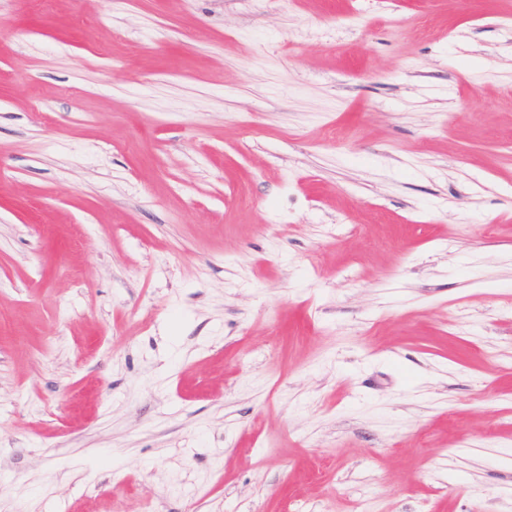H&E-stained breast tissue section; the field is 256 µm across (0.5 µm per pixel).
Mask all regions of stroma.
Returning a JSON list of instances; mask_svg holds the SVG:
<instances>
[{
	"instance_id": "stroma-1",
	"label": "stroma",
	"mask_w": 512,
	"mask_h": 512,
	"mask_svg": "<svg viewBox=\"0 0 512 512\" xmlns=\"http://www.w3.org/2000/svg\"><path fill=\"white\" fill-rule=\"evenodd\" d=\"M512 0H0V512H512Z\"/></svg>"
}]
</instances>
